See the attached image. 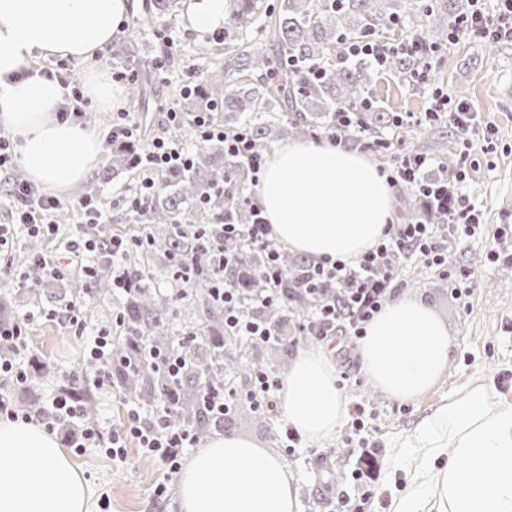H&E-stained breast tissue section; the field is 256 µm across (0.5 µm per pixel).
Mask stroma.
<instances>
[{
	"mask_svg": "<svg viewBox=\"0 0 512 512\" xmlns=\"http://www.w3.org/2000/svg\"><path fill=\"white\" fill-rule=\"evenodd\" d=\"M147 0H128V14L122 26L97 57L110 69L126 68L120 85L124 105L140 109L142 136L151 139L165 132V113L174 106L172 90L189 81L196 67L218 63L224 56V40L213 34H197L188 29L182 15L162 22L143 45L134 37V19L146 9ZM179 56L178 71H171L167 59ZM139 88V99H132L131 88ZM442 89L453 100L476 104L494 128L492 149L477 140L464 149L459 134L440 121L414 126L397 133L396 152L414 150L436 162L458 158L468 151L473 166L462 192L474 204L483 232L512 221V50L492 45L490 40L460 33L458 40L440 49L425 76L413 85L379 80L370 87L378 105L387 112H421L428 105L433 89ZM114 114L93 99H86L78 122L96 130L101 139L98 163L92 175L64 198L67 221L60 225L56 239L45 242L43 254L55 261H66L65 244L84 226L78 199L92 196L107 212L111 223L100 225L106 236L140 235L143 227L128 218L127 199L140 177L126 171L112 176L110 130ZM449 262L473 273V293L469 306L452 299L446 281L414 266L401 276L399 296L421 302L438 317L448 331L450 362L447 373L421 398L403 404L389 400L373 387L360 371L356 344L336 337L329 349L348 407L363 406L364 427L352 431L342 424L326 451L306 442L289 447L285 431L288 423L281 410L271 414L274 427L264 431L258 425L239 419L225 425L224 434L245 436L287 465L299 490L300 512H385L390 488L386 464L397 452L403 434L421 417L435 409L449 391L468 386L483 377L493 378L498 393L512 401V261L489 262L476 246L451 251ZM81 337L66 333L56 321L35 319L29 330L22 357L25 368H45L46 374L35 386H23L14 395L21 410L45 404L52 390L65 383L82 354ZM378 452L373 476L367 485L351 478L364 443ZM71 458L88 480L93 495V512L110 506L112 512H178V498L168 505L153 501L158 483L176 484L177 475L164 464L145 454L137 442H130L124 462L112 461L97 449L72 452Z\"/></svg>",
	"mask_w": 512,
	"mask_h": 512,
	"instance_id": "obj_1",
	"label": "stroma"
}]
</instances>
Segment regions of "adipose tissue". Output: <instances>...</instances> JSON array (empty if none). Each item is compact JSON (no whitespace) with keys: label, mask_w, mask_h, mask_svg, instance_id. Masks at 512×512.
Returning a JSON list of instances; mask_svg holds the SVG:
<instances>
[{"label":"adipose tissue","mask_w":512,"mask_h":512,"mask_svg":"<svg viewBox=\"0 0 512 512\" xmlns=\"http://www.w3.org/2000/svg\"><path fill=\"white\" fill-rule=\"evenodd\" d=\"M127 0H0V122L20 138L19 162L45 188L70 194L94 169L99 136L56 117L66 89L38 59L85 61L112 40ZM255 201L271 234L312 260L358 259L396 221L392 191L364 156L328 142H293L268 160ZM362 374L386 397L411 402L448 368L446 328L423 304L400 299L366 326ZM291 427L309 444L332 438L346 400L329 352H298L280 391ZM0 512H90L91 487L51 434L0 421ZM401 483L387 512H512V402L493 380L449 393L388 462ZM182 512H298L297 487L266 449L216 435L179 475Z\"/></svg>","instance_id":"obj_1"}]
</instances>
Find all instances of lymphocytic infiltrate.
<instances>
[{
	"label": "lymphocytic infiltrate",
	"instance_id": "1",
	"mask_svg": "<svg viewBox=\"0 0 512 512\" xmlns=\"http://www.w3.org/2000/svg\"><path fill=\"white\" fill-rule=\"evenodd\" d=\"M472 6L470 17L452 23L451 35L466 31L512 45V0H472ZM346 52L353 57L366 58L381 69L392 54L418 56L427 62L431 60L434 50L420 39L395 44L369 36L348 44ZM359 115L355 107L337 108L333 127L327 133L330 142L367 151H390V140L370 135L361 125ZM441 117L447 118L449 124L466 137L477 135L485 139L493 132L491 123L482 121L474 106L453 102L447 93L439 89L433 91L422 116L398 112L394 114L392 124L401 128ZM167 123L172 127L190 124L197 140L222 143L226 155L247 164L252 172H259L262 168L263 157L256 151L248 129L226 132L223 125L215 123L208 112L195 113L189 119L184 113L171 111L167 114ZM427 162V157L418 153L408 151L396 155L386 170L387 181L393 187L402 183H418L426 207L437 211L438 222L415 220L386 225L383 240L354 262H308L306 284L308 291L316 298V314L308 322L307 328L316 339L322 341L337 334L354 338L364 336L366 324L381 310L386 298L396 294L401 286L402 272L415 262L447 278L455 298L461 303H468L471 272L463 268L453 272L448 269L449 251L461 248L481 234L474 207L460 191L468 175L467 162L459 160L457 166L442 178L422 183L418 176ZM129 164L131 168L141 171L143 178L134 195L129 197L128 205L143 214L152 201L156 177L174 169L190 170L194 160L180 141L157 137L147 143L143 150L132 153ZM9 195L13 202L10 211L12 221L0 225V252L9 249L13 231L18 226L32 237L51 239L56 236L59 229L56 213L61 207L60 200L39 192L28 181L13 183ZM79 205L86 216L88 230L69 241L70 255L76 258L104 256L112 265L113 288L126 291L131 279L123 259L130 251L146 248L147 236H115L109 245H101L92 230L106 222V215L97 208L92 198H82ZM243 235L266 255L260 272L266 288L260 302L264 305L277 303L281 291L280 258L283 250L271 238L270 226L263 216H256L250 224H222L216 237L201 234L197 249L204 253L212 250L222 252L227 244ZM228 265V260L224 259L204 280H197L188 273L184 274L183 280L187 286L201 283L209 289L224 308L225 326L237 335L259 342L269 340L275 334L271 326L247 320L241 315V296L224 280V269ZM83 363L84 376L92 380L94 386L100 388L109 384L113 364L111 331H99L97 336L89 339L83 350ZM26 380L27 372L22 362L0 359V417L13 421L33 419L50 432L64 423H80V433L69 440L73 448L82 451L96 448L112 460L121 462L127 456L128 440L134 438L144 453L157 457L170 472L176 473L181 468L183 449L193 447L196 441L190 429L170 423L169 416L174 409L170 402L155 411L149 419L142 417L139 407H130L124 423L107 433L102 432L96 423L86 420L81 405L61 388L41 409L32 413L19 412L11 402L10 392ZM280 387L281 381L274 373L258 372L245 392L212 386L204 388L201 399L206 409L219 417L229 414L244 398L257 409L268 412L275 406L274 394Z\"/></svg>",
	"mask_w": 512,
	"mask_h": 512
}]
</instances>
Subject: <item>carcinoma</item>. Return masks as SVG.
I'll return each mask as SVG.
<instances>
[{"label": "carcinoma", "instance_id": "cac0c4a2", "mask_svg": "<svg viewBox=\"0 0 512 512\" xmlns=\"http://www.w3.org/2000/svg\"><path fill=\"white\" fill-rule=\"evenodd\" d=\"M438 7L450 18L467 13L466 0H437ZM179 0H151L138 27L150 28L173 16ZM416 0H281L277 12H269L264 0H233L230 25L236 43L224 51V65L203 72L199 93L191 99L187 111H209L227 131L249 121L258 151L280 137H304L309 132L332 126L336 109L355 106L371 98L367 84L374 68L364 58L346 56L344 42L359 40L368 33L395 32L392 40L416 36L437 49L448 43V30L431 29L422 17L430 16L434 6L415 9ZM272 39L283 73L271 71L272 61L263 43ZM294 66H288V63ZM419 60L406 54L391 57L385 70L388 78L406 83L413 76ZM298 119L282 123L276 113L285 109ZM372 134L388 124L389 116L374 105L361 114ZM141 147L112 146V166L129 168L130 152ZM245 169L236 159L224 154L218 142L196 144V161L188 171L168 172L158 184L146 217L149 244L137 255L133 269L141 272L130 289L121 294L120 312L123 329L133 331L150 344L178 351L187 366L176 385H169L164 372L145 362L138 369L123 365L133 352L130 337L121 336L112 347L110 380L129 399L156 408L167 397L176 402L170 423L185 426L198 436L210 425H220L205 411L200 393L205 386H248L251 375L266 370L270 355L286 340L297 344L308 333L293 328L289 322L307 321L313 315L311 295L304 287L306 262L284 256L281 304L262 306L247 302L243 314L269 324L278 333L270 343H252L233 335L224 327V310L206 288H183L175 276L174 265L184 257L197 256L195 273L206 274L209 259L197 255L196 242L207 224H249L252 217L234 195L243 186ZM234 255L226 270L230 285L245 297L257 296L264 283L259 269L264 255L247 242L228 246ZM95 288L86 305L90 315L105 316L112 307V268L100 262L95 268ZM36 304L49 299L62 309L85 296L81 279L51 281L34 275L21 285ZM182 295L185 330L197 333L187 345L182 337L169 331L168 314L177 295Z\"/></svg>", "mask_w": 512, "mask_h": 512}]
</instances>
